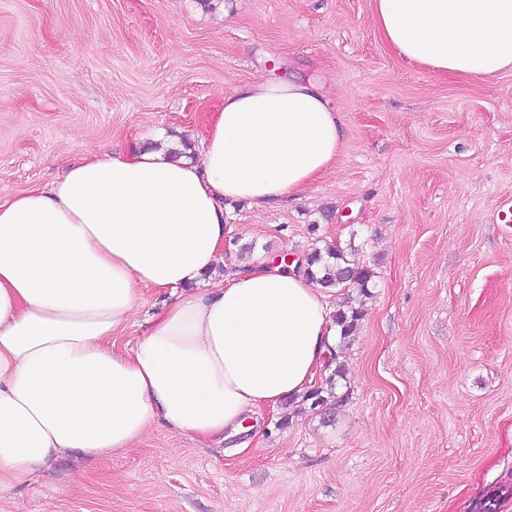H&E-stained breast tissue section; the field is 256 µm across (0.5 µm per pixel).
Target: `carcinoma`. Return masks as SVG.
<instances>
[{"mask_svg": "<svg viewBox=\"0 0 512 512\" xmlns=\"http://www.w3.org/2000/svg\"><path fill=\"white\" fill-rule=\"evenodd\" d=\"M307 262L303 271L306 278L322 288H334L341 293L356 290L360 294L367 293L374 272L369 267L347 258L344 250L331 244L323 247L318 245L306 254ZM360 320V312L354 308L337 309L334 323L340 330V344L355 334ZM329 375L325 382L303 396V401L310 403V409L321 410V423L334 421L336 410L348 399L349 393L336 394V379L343 377L344 368L339 362V353H334L325 365Z\"/></svg>", "mask_w": 512, "mask_h": 512, "instance_id": "cac0c4a2", "label": "carcinoma"}]
</instances>
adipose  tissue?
<instances>
[{
	"instance_id": "obj_1",
	"label": "adipose tissue",
	"mask_w": 512,
	"mask_h": 512,
	"mask_svg": "<svg viewBox=\"0 0 512 512\" xmlns=\"http://www.w3.org/2000/svg\"><path fill=\"white\" fill-rule=\"evenodd\" d=\"M372 20L429 71L512 70V0H374ZM342 141L319 84L260 77L224 96L198 159L165 142L93 152L0 202V487L73 452L132 447L158 422L230 440L310 387L336 345L331 293L265 260L214 274L225 202L278 204ZM146 288L169 299L121 344Z\"/></svg>"
}]
</instances>
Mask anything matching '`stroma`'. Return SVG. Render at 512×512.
<instances>
[{
  "label": "stroma",
  "instance_id": "1",
  "mask_svg": "<svg viewBox=\"0 0 512 512\" xmlns=\"http://www.w3.org/2000/svg\"><path fill=\"white\" fill-rule=\"evenodd\" d=\"M373 6L0 0V202L143 137L199 150L225 94L301 77L337 99L341 152L275 209L226 205L224 253L328 243L374 272L334 424L268 406L233 448L155 424L0 489V512H469L512 484V70L409 64Z\"/></svg>",
  "mask_w": 512,
  "mask_h": 512
}]
</instances>
